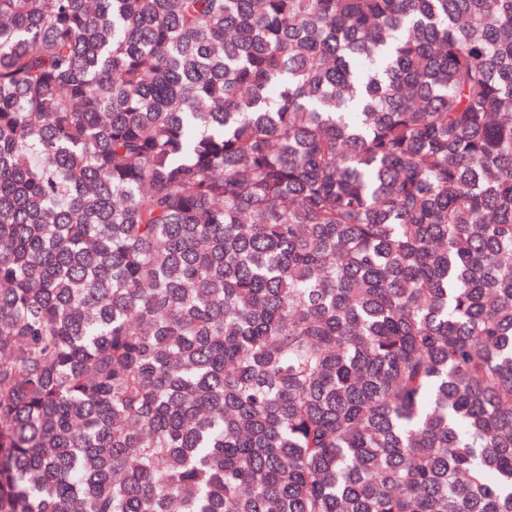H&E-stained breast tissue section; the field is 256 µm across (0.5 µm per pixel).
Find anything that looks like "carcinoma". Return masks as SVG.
Wrapping results in <instances>:
<instances>
[{"mask_svg":"<svg viewBox=\"0 0 512 512\" xmlns=\"http://www.w3.org/2000/svg\"><path fill=\"white\" fill-rule=\"evenodd\" d=\"M0 512H512V0H0Z\"/></svg>","mask_w":512,"mask_h":512,"instance_id":"1","label":"carcinoma"}]
</instances>
